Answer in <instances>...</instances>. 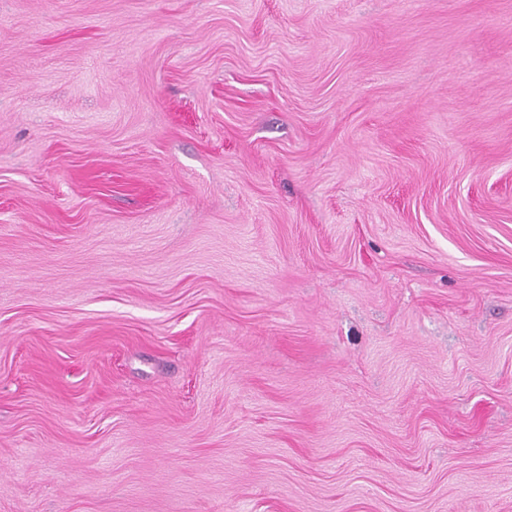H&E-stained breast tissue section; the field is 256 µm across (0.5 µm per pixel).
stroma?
<instances>
[{
	"label": "stroma",
	"mask_w": 512,
	"mask_h": 512,
	"mask_svg": "<svg viewBox=\"0 0 512 512\" xmlns=\"http://www.w3.org/2000/svg\"><path fill=\"white\" fill-rule=\"evenodd\" d=\"M0 512H512V0H0Z\"/></svg>",
	"instance_id": "obj_1"
}]
</instances>
